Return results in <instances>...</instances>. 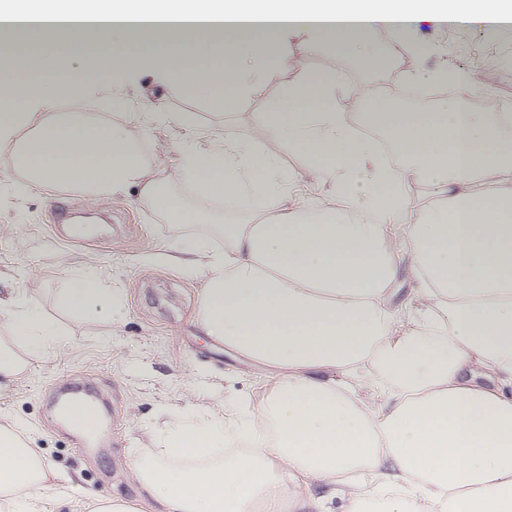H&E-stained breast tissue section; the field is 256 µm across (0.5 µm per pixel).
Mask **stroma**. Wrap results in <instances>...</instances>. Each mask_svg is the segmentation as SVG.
Segmentation results:
<instances>
[{"label":"stroma","instance_id":"1","mask_svg":"<svg viewBox=\"0 0 512 512\" xmlns=\"http://www.w3.org/2000/svg\"><path fill=\"white\" fill-rule=\"evenodd\" d=\"M368 39L394 73L396 87L419 71L445 66L475 71L481 77V100L512 109V85L491 78L492 69L512 63V26L466 28L457 34L427 23L407 41L378 28L369 31ZM287 50L299 58L298 68L219 106L173 72L142 61L121 67L113 82L88 79L81 109L97 113L121 97L127 110L113 112L112 122L123 126L132 112L156 108L190 114L186 125L158 122L136 133L147 164L167 156L165 185L186 207H194L196 195L178 173L185 164L183 144L204 149L229 131L278 159L289 189L274 198V208L290 205L297 196L321 208H342L330 183L311 175L305 157L257 136L256 127L260 114L272 111L304 75L339 71L353 85L368 84L372 77L332 46L316 41L306 46L293 37ZM59 201L74 209V224L91 225V232L78 235L74 224H54ZM243 208L254 210V200L238 206L224 199L204 220L177 223L132 189L93 200L73 190L29 187L0 151V343L12 345L24 363L16 377H0V418L17 426L20 441L49 476L40 490L45 512H92L95 499L115 497L133 512H149L131 471L134 462L150 459L172 430L201 423L211 412L248 425L265 405L271 381L248 360L199 333L195 322L203 280L169 259L187 236H206L223 248L216 227L236 219ZM90 273L99 275L104 301L80 313L58 308L57 292ZM21 305L37 306L57 326V344L36 351L12 344L8 319ZM70 381L88 390L92 400L106 396L113 405L111 413L100 414L94 433L80 447L50 403L52 389Z\"/></svg>","mask_w":512,"mask_h":512}]
</instances>
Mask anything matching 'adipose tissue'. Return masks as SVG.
<instances>
[{
	"label": "adipose tissue",
	"mask_w": 512,
	"mask_h": 512,
	"mask_svg": "<svg viewBox=\"0 0 512 512\" xmlns=\"http://www.w3.org/2000/svg\"><path fill=\"white\" fill-rule=\"evenodd\" d=\"M423 20L482 27L512 22V0H0V139L24 124L35 135L11 159L32 187L78 189L95 199L136 189L179 222L205 217L215 197L245 198L275 185L276 160L233 135L190 148L185 172L198 205L165 191L128 130L80 112L87 78H112L140 58L177 74L214 104L239 98L296 68L283 50L303 33L348 51L383 76L367 43L372 26L404 33ZM101 67L63 73L49 45ZM455 98L428 112L378 104L341 74L304 76L260 135L306 157L331 181L342 211L308 203L223 227L174 255L205 278L198 330L249 358L274 382L258 415L267 435L248 453L209 458L239 435L234 419L173 431L159 456L133 470L154 512H327L300 491L310 477L361 512L372 488L343 482L367 470L392 494L383 512H512V113L474 112L475 72L439 69ZM65 87L72 111L53 109ZM47 110L30 111L35 90ZM356 101L357 109L344 105ZM388 134L398 163L367 132ZM432 197L404 222L414 185ZM408 274L418 328L400 332L392 289ZM13 339L34 349L58 331L35 308L13 313ZM37 470L9 424H0V512H43Z\"/></svg>",
	"instance_id": "obj_1"
}]
</instances>
